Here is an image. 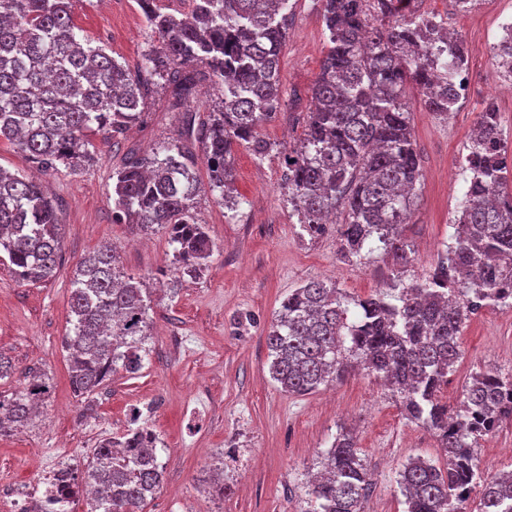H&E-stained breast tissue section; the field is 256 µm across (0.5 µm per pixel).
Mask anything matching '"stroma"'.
Instances as JSON below:
<instances>
[{
	"label": "stroma",
	"instance_id": "obj_1",
	"mask_svg": "<svg viewBox=\"0 0 512 512\" xmlns=\"http://www.w3.org/2000/svg\"><path fill=\"white\" fill-rule=\"evenodd\" d=\"M293 23L280 57L282 107L259 135L271 142L262 159L237 148L235 186L243 202L225 207L219 193L202 190L197 216L219 245L208 269L164 293L157 279L169 269L172 248L164 233L133 232L112 215V170L121 155L104 135L93 136L96 161L80 169L59 167L43 173L25 153L0 142V167L43 183L58 200L63 260L55 279L19 281L0 263V355L14 364L0 380V396L10 397L29 370L47 372L54 389L33 425L0 437V497L43 480L59 461L86 463L91 448L111 436L130 409L154 404L149 424L165 448L164 480L143 512H298L308 478L320 467L339 426L357 436L371 473L366 512H404L396 484L407 459L440 458L433 435L408 421L384 383L353 374L341 383L304 396L282 392L269 374L265 332L274 311L291 289L309 279L336 283L352 296L367 297L389 288L393 260L374 251L358 262L342 260L335 234L301 237L281 181L282 158L303 134L289 121L294 96L310 103V89L326 50L319 0H291ZM418 13L438 16L462 40L468 56L473 96L448 118L428 112L415 89L406 103L420 156L423 181L405 228L414 246L406 280L422 279L441 257L454 232L451 220L468 176L471 131L486 103L501 116L503 138L512 151V94L490 84L491 45L499 22L512 18V0H476L459 11L455 0H416ZM76 23L105 42L121 62L136 64L149 43L137 0H74ZM167 99L147 106L146 122L134 128L130 144L147 150L175 135ZM115 248L125 272L144 278L153 290L150 354L139 374L118 372L93 396V412L69 385L62 338L70 327V280L77 263L102 245ZM252 314L254 327L241 331L237 318ZM512 369V309L489 307L464 325L461 355L443 397L456 405L471 373ZM485 477L512 469V424L481 443ZM223 468L224 485L212 474Z\"/></svg>",
	"mask_w": 512,
	"mask_h": 512
}]
</instances>
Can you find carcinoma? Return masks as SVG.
I'll return each mask as SVG.
<instances>
[{
  "label": "carcinoma",
  "instance_id": "cac0c4a2",
  "mask_svg": "<svg viewBox=\"0 0 512 512\" xmlns=\"http://www.w3.org/2000/svg\"><path fill=\"white\" fill-rule=\"evenodd\" d=\"M328 31L311 87L314 109L298 111L303 137L283 159V186L298 224L319 237L337 225L339 253L376 250L405 267L413 249L404 228L422 169L402 96L413 85L424 107L446 118L460 102L456 78L468 65L446 22L416 13L413 0H319ZM150 44L130 67L84 36L73 0H0V140L44 172L95 162L90 134L118 145L143 122L162 91L181 112L172 142L130 147L112 169V213L142 234L163 231L173 247L165 292L200 277L218 246L196 213L199 163L210 185L237 206L230 159L244 146L257 158L272 145L258 129L281 107L280 54L288 0H189L166 12L138 0ZM501 78L512 80V40L492 47ZM219 91L203 118L184 108L204 87ZM462 210L445 253L422 280L366 298L312 279L285 297L266 332L269 373L283 392L304 396L358 370L384 379L408 420L429 431L445 457L404 463L396 483L406 512H512V470L484 477L476 449L512 423V372L479 370L454 407L443 400L460 355L463 325L482 307L512 308V155L499 112L488 103L471 134ZM14 276L41 283L61 266L58 207L41 184L0 168V259ZM151 299L126 274L110 245L76 265L68 353L73 393L92 395L112 374H138L148 356ZM50 378L32 372L23 390L0 398V436L33 423ZM155 447L132 424L107 437L78 476L92 512H142L164 479ZM324 475L307 482L301 512H365L370 480L356 437L344 429L321 452Z\"/></svg>",
  "mask_w": 512,
  "mask_h": 512
}]
</instances>
